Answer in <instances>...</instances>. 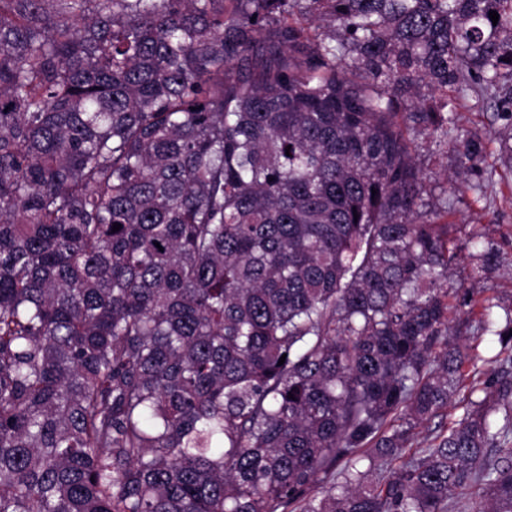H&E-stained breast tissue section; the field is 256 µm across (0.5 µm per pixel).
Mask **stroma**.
<instances>
[{
	"instance_id": "35a3bbf8",
	"label": "stroma",
	"mask_w": 512,
	"mask_h": 512,
	"mask_svg": "<svg viewBox=\"0 0 512 512\" xmlns=\"http://www.w3.org/2000/svg\"><path fill=\"white\" fill-rule=\"evenodd\" d=\"M458 125L461 129L484 136L486 142V167L495 169L496 175L484 195H477L464 187L445 192H435L437 206L448 209V221L458 227L457 236L463 243L464 253H471L469 233L479 228L485 239L494 241L501 255L500 265L482 274L473 276L469 263H461L454 273L455 280L464 281L466 287L475 291L471 305L465 311L472 322L494 320L496 327L505 324L504 307L512 305V277L507 270L512 267V172L502 167L499 159L500 141L498 131L503 128L497 119L492 101L461 100L458 107ZM497 336L485 333L472 341L471 352L477 355L480 364L477 371L467 372L460 395L454 396L448 407L449 419H458L463 413V397L484 395L483 387L489 369L488 359L499 351Z\"/></svg>"
}]
</instances>
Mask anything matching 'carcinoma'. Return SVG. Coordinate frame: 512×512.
I'll use <instances>...</instances> for the list:
<instances>
[{"label":"carcinoma","instance_id":"carcinoma-1","mask_svg":"<svg viewBox=\"0 0 512 512\" xmlns=\"http://www.w3.org/2000/svg\"><path fill=\"white\" fill-rule=\"evenodd\" d=\"M470 92L512 132V0H0V512H512L415 159L480 173ZM427 145L424 144L423 148L419 150L418 162L429 172H432L431 186L446 187L443 181V173L446 169L448 174L457 169L458 162L455 153L448 145V154H432L431 151H428Z\"/></svg>","mask_w":512,"mask_h":512}]
</instances>
